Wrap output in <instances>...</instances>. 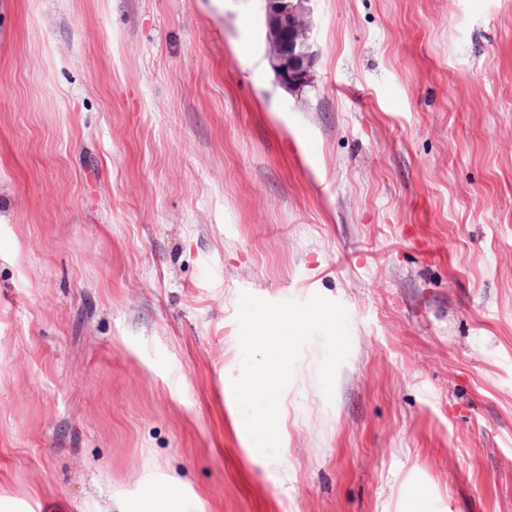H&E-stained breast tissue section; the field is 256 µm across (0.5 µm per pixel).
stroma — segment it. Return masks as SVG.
<instances>
[{"label": "stroma", "instance_id": "1", "mask_svg": "<svg viewBox=\"0 0 512 512\" xmlns=\"http://www.w3.org/2000/svg\"><path fill=\"white\" fill-rule=\"evenodd\" d=\"M0 0V512H512V0ZM322 295L278 469L232 382L242 293ZM266 55L289 91L312 83L317 51L312 42V0H264ZM113 512H203L201 503L189 497L174 479L149 480L129 497L115 501Z\"/></svg>", "mask_w": 512, "mask_h": 512}]
</instances>
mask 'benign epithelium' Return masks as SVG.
Here are the masks:
<instances>
[{
	"label": "benign epithelium",
	"mask_w": 512,
	"mask_h": 512,
	"mask_svg": "<svg viewBox=\"0 0 512 512\" xmlns=\"http://www.w3.org/2000/svg\"><path fill=\"white\" fill-rule=\"evenodd\" d=\"M266 55L284 88L298 90L313 80L317 51L312 42V0H264Z\"/></svg>",
	"instance_id": "obj_1"
}]
</instances>
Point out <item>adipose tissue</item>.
Listing matches in <instances>:
<instances>
[{
  "mask_svg": "<svg viewBox=\"0 0 512 512\" xmlns=\"http://www.w3.org/2000/svg\"><path fill=\"white\" fill-rule=\"evenodd\" d=\"M113 512H203L201 503L173 479L150 480L129 497L116 500Z\"/></svg>",
  "mask_w": 512,
  "mask_h": 512,
  "instance_id": "ef3b65f1",
  "label": "adipose tissue"
}]
</instances>
